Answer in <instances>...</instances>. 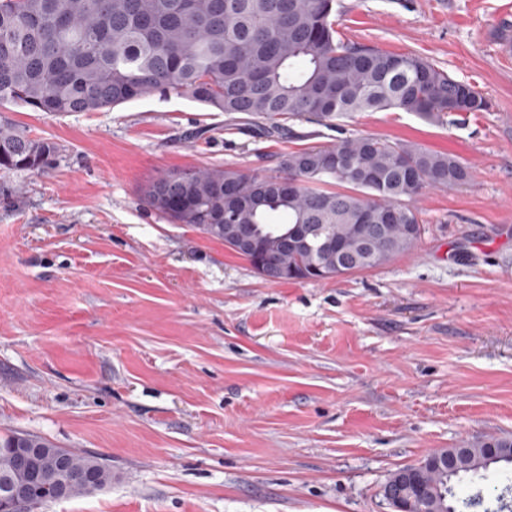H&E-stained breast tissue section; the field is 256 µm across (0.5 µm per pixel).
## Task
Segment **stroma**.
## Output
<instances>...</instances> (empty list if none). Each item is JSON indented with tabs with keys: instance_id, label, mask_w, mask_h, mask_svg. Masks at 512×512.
Returning <instances> with one entry per match:
<instances>
[{
	"instance_id": "obj_1",
	"label": "stroma",
	"mask_w": 512,
	"mask_h": 512,
	"mask_svg": "<svg viewBox=\"0 0 512 512\" xmlns=\"http://www.w3.org/2000/svg\"><path fill=\"white\" fill-rule=\"evenodd\" d=\"M343 37L420 55L488 99L429 123L362 112L337 128L150 95L98 112L0 106L55 142L0 170V434L97 453L106 489L42 512H393L391 473L512 435V0H338ZM368 133L461 158L426 190L390 263L326 282L262 279L140 189L171 170L276 169Z\"/></svg>"
}]
</instances>
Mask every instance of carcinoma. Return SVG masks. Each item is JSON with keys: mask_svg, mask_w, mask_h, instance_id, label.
<instances>
[{"mask_svg": "<svg viewBox=\"0 0 512 512\" xmlns=\"http://www.w3.org/2000/svg\"><path fill=\"white\" fill-rule=\"evenodd\" d=\"M336 0H0V103L40 112H97L154 93L184 96L227 115L244 114L276 133L300 118L324 126L361 112L396 110L438 123L445 115L484 112L488 101L468 83L415 54H396L345 39ZM58 146L0 126V169L41 171ZM457 156L412 142L359 134L279 158L271 174L198 167L166 172L142 189L144 203L209 238L213 218L234 207L237 224L271 233L310 227L301 250H284L287 281H326L386 265L411 251L423 232L413 202L427 188L467 184ZM506 449L511 436L471 444ZM49 448L66 458L50 476L46 460L21 468L16 449ZM410 467L424 492H405L409 512H458L452 481L468 475L496 490L512 471L482 467L433 472ZM0 481L35 489L43 505L91 495L112 483L97 454L61 448L30 433L0 437Z\"/></svg>", "mask_w": 512, "mask_h": 512, "instance_id": "obj_1", "label": "carcinoma"}]
</instances>
